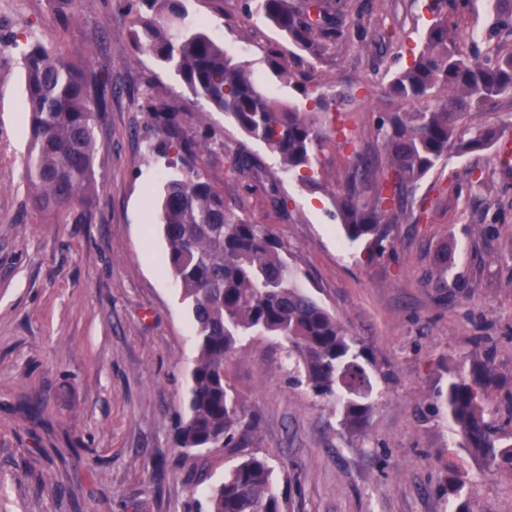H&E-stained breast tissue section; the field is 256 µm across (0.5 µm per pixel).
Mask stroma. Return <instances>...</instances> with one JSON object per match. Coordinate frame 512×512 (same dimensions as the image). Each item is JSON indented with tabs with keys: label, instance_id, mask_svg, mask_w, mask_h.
Instances as JSON below:
<instances>
[{
	"label": "stroma",
	"instance_id": "obj_1",
	"mask_svg": "<svg viewBox=\"0 0 512 512\" xmlns=\"http://www.w3.org/2000/svg\"><path fill=\"white\" fill-rule=\"evenodd\" d=\"M245 0H185L191 17L284 101L269 53L308 88L355 97L320 120L332 139L312 181L196 97L154 56L130 57L128 18L115 0H80L68 42L112 65V110L89 196L94 219L64 224L32 209L23 156L15 54L0 53V512H205L210 486L247 456L275 467L285 512H512V474L458 447L440 387L490 338L512 379V163L495 147L449 156L391 213V244L372 253L342 236L334 192L353 151L383 160L385 113L417 109L388 97L430 14L422 0H342L348 33L323 62L273 26L251 33ZM57 0H0V41L24 30L51 45ZM180 110L187 136L206 138L199 159L233 214L269 227L301 271V285L370 348L382 373L364 434L340 425L332 403L294 380L283 341L244 338L227 363L256 420L244 448L194 455L174 446L196 357L180 285L164 273L167 245L157 195L165 166L153 151L150 102ZM258 162L237 165L240 152ZM452 254L440 270L441 249Z\"/></svg>",
	"mask_w": 512,
	"mask_h": 512
}]
</instances>
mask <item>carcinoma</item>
<instances>
[{
  "mask_svg": "<svg viewBox=\"0 0 512 512\" xmlns=\"http://www.w3.org/2000/svg\"><path fill=\"white\" fill-rule=\"evenodd\" d=\"M53 48L31 35L9 44L20 49L24 76L21 111L30 130L25 173L34 208L73 224L91 222L86 206L102 145L96 129L110 111L111 65L65 50L80 0H62ZM133 56L150 53L172 68L196 96L230 116L249 138L263 143L290 171L312 168L329 137L315 114L329 104L321 93L296 83L310 105L281 102L224 45L192 20L183 0H125ZM432 19L421 48L389 82L388 94L425 101L414 112H392L378 126L385 167L353 151L347 184L336 208L348 242L380 247L390 235L388 204L413 194L418 182L448 155L480 151L501 139L496 127L478 123L462 133L459 122L512 88V45L496 40L512 26V6L493 0L482 45L456 37L448 27V0H431ZM316 61L344 37L341 0H247ZM156 155L167 172L160 216L168 246L165 273L175 279L193 315L197 357L190 373L188 412L175 434L183 452L241 448L252 423L245 418L226 363L245 336L268 334L288 343L287 357L310 392L336 404L349 433L365 429L373 404L371 373L379 371L369 348L348 335L340 321L304 291L274 233L230 214L224 194L198 166L205 145L187 137L179 112L164 101L150 106ZM370 184L367 199L360 187ZM486 339L473 341L466 374L437 391L457 428L458 447L487 464L512 471V389H506ZM208 512H283L268 459L251 456L210 489Z\"/></svg>",
  "mask_w": 512,
  "mask_h": 512,
  "instance_id": "carcinoma-1",
  "label": "carcinoma"
}]
</instances>
